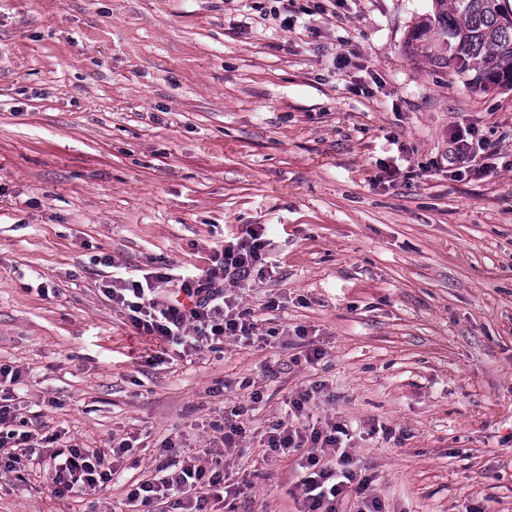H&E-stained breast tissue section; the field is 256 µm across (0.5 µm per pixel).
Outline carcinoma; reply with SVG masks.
Segmentation results:
<instances>
[{
  "mask_svg": "<svg viewBox=\"0 0 512 512\" xmlns=\"http://www.w3.org/2000/svg\"><path fill=\"white\" fill-rule=\"evenodd\" d=\"M411 29L412 53L455 68L467 85L512 89V22L499 0H433Z\"/></svg>",
  "mask_w": 512,
  "mask_h": 512,
  "instance_id": "carcinoma-1",
  "label": "carcinoma"
}]
</instances>
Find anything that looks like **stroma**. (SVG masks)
Returning <instances> with one entry per match:
<instances>
[{"label":"stroma","mask_w":512,"mask_h":512,"mask_svg":"<svg viewBox=\"0 0 512 512\" xmlns=\"http://www.w3.org/2000/svg\"><path fill=\"white\" fill-rule=\"evenodd\" d=\"M433 0H0V365L30 429L132 439L107 499L0 472V512H121L132 482L224 452L225 503L301 512L307 421L351 437L383 512H512V89L413 55ZM492 151L449 163L451 131ZM398 174L382 177L384 165ZM249 224L273 264L226 288L261 334L163 364L100 285L205 269ZM324 357L307 362L306 352ZM258 402H251V393Z\"/></svg>","instance_id":"35a3bbf8"}]
</instances>
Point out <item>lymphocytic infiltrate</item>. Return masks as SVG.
<instances>
[{"label": "lymphocytic infiltrate", "instance_id": "obj_1", "mask_svg": "<svg viewBox=\"0 0 512 512\" xmlns=\"http://www.w3.org/2000/svg\"><path fill=\"white\" fill-rule=\"evenodd\" d=\"M263 234V227H247L244 236L217 250L210 266L198 274L156 267L139 277L114 276L103 286V294L124 311L138 334L158 344V351L147 356V363L166 362L173 347L180 348L182 356L187 357L220 348L228 337H251L254 324L248 311L226 296L224 288L263 277L267 267ZM309 397L305 391L289 400L286 417L267 432V447L274 453L307 448L301 462L304 512H336L337 502L351 484L363 489L367 483L357 480L350 468L353 458L341 447L339 426H299ZM17 419L11 396L0 395V471L19 474L39 463L47 471L56 496H107L116 471L114 461L130 451L129 441L119 442L108 453L98 448L66 446L59 434L41 436L17 429ZM223 490V461L208 467L193 456L156 466L151 478L132 485L127 502L146 507L173 498L179 512H203L200 492L214 493L220 500Z\"/></svg>", "mask_w": 512, "mask_h": 512}]
</instances>
